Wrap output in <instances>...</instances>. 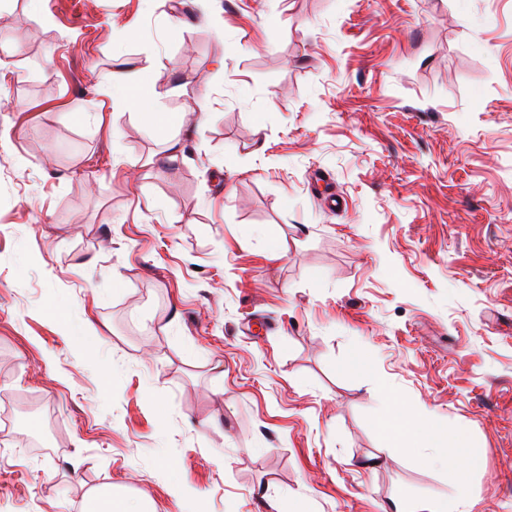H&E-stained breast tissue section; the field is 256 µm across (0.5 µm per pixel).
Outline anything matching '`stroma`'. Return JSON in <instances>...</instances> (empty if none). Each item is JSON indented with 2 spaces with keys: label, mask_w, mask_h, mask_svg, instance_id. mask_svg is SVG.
I'll list each match as a JSON object with an SVG mask.
<instances>
[{
  "label": "stroma",
  "mask_w": 512,
  "mask_h": 512,
  "mask_svg": "<svg viewBox=\"0 0 512 512\" xmlns=\"http://www.w3.org/2000/svg\"><path fill=\"white\" fill-rule=\"evenodd\" d=\"M0 98V512H512V0H0ZM103 80L113 91H117L126 102L144 111L143 114L156 116L159 128L167 131L182 126L184 113L151 112L155 108V100L159 94L155 90L149 92L145 90L144 79L140 73L111 70L104 75ZM381 404L384 413L375 418V427L391 447L402 453L428 449L421 458L431 466L451 463L459 471H466L476 464L477 456L471 448L445 446L441 431L411 417L398 398L386 396ZM82 512H152L145 498L115 492L112 488H95L87 492ZM461 498L445 497L438 500L421 501L411 510H404L398 503L393 504V512H464L460 508Z\"/></svg>",
  "instance_id": "obj_1"
}]
</instances>
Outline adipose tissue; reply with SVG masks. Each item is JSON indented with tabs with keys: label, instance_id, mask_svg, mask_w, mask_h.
<instances>
[{
	"label": "adipose tissue",
	"instance_id": "obj_1",
	"mask_svg": "<svg viewBox=\"0 0 512 512\" xmlns=\"http://www.w3.org/2000/svg\"><path fill=\"white\" fill-rule=\"evenodd\" d=\"M103 80L117 91L130 105L153 112L157 91L144 87L140 73L125 70L107 72ZM154 113V112H153ZM382 415L376 417L375 426L391 447L408 452H421L426 464H453L456 469H471L477 460L468 448H451L445 445L441 431L411 417L406 406L398 398L384 397ZM82 512H152L147 499L132 497L109 488H95L87 492Z\"/></svg>",
	"mask_w": 512,
	"mask_h": 512
}]
</instances>
